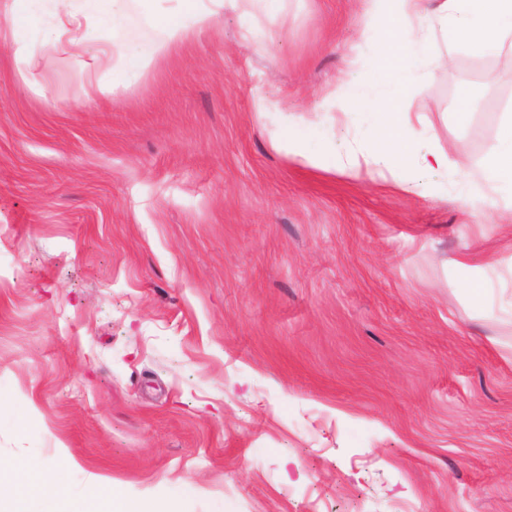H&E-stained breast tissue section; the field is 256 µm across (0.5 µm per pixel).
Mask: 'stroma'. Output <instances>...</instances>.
I'll list each match as a JSON object with an SVG mask.
<instances>
[{
    "instance_id": "35a3bbf8",
    "label": "stroma",
    "mask_w": 512,
    "mask_h": 512,
    "mask_svg": "<svg viewBox=\"0 0 512 512\" xmlns=\"http://www.w3.org/2000/svg\"><path fill=\"white\" fill-rule=\"evenodd\" d=\"M366 6L255 0L250 47L225 8L158 55L167 4L133 0L117 90L120 58L34 29L27 84L0 41V469L58 462L51 512L100 478L157 512H512V202L459 200L512 67L409 82L420 152L458 153L435 197L295 160L288 132H373L319 108L374 52Z\"/></svg>"
}]
</instances>
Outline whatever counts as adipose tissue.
Masks as SVG:
<instances>
[{
    "label": "adipose tissue",
    "instance_id": "1",
    "mask_svg": "<svg viewBox=\"0 0 512 512\" xmlns=\"http://www.w3.org/2000/svg\"><path fill=\"white\" fill-rule=\"evenodd\" d=\"M57 12L53 25L42 30L44 43L70 39L75 50H83L77 39L82 20L88 15L108 22L100 45L93 55L95 67L110 60L111 49L122 57L119 70L112 73L113 87L136 81L146 66L139 48L125 42V27L129 0H55ZM254 0H172L164 16L165 39L160 51L185 41L190 35L208 26L217 9L229 6L250 16ZM362 17V33L375 37L378 48L366 68L372 78L389 90L387 99L370 97L362 82L346 78L340 85L343 93L376 117L374 140L352 146L345 154L333 157L331 165L344 174L367 171L390 176L402 191L435 197L439 189L422 180L424 172L455 168L453 150H434L417 155L408 129L411 118L399 106L406 87L401 72L414 69L418 79H428L434 69L444 64L443 56L433 53L438 37L452 35L451 47L456 51L500 54L506 40L512 38V0H367ZM483 184L512 197V113L504 116L496 145L483 169ZM57 479L55 463L37 466L17 465L11 474L12 492L16 502L14 512H49L45 506L44 488Z\"/></svg>",
    "mask_w": 512,
    "mask_h": 512
}]
</instances>
